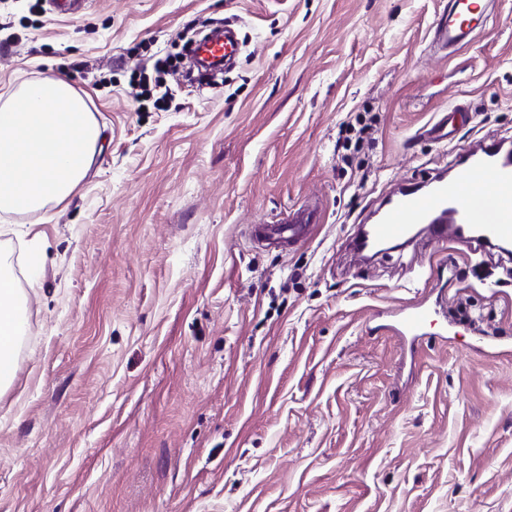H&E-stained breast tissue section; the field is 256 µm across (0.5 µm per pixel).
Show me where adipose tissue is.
<instances>
[{"mask_svg":"<svg viewBox=\"0 0 512 512\" xmlns=\"http://www.w3.org/2000/svg\"><path fill=\"white\" fill-rule=\"evenodd\" d=\"M24 302L7 264H0V391L15 375L16 346L24 332Z\"/></svg>","mask_w":512,"mask_h":512,"instance_id":"1","label":"adipose tissue"}]
</instances>
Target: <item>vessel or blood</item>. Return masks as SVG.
Here are the masks:
<instances>
[{"mask_svg": "<svg viewBox=\"0 0 512 512\" xmlns=\"http://www.w3.org/2000/svg\"><path fill=\"white\" fill-rule=\"evenodd\" d=\"M492 18L491 0H448L434 21L431 46L448 52L470 44ZM238 42L234 28L224 30L220 40L202 42L201 57L235 60ZM459 106L440 113L424 133L437 142H450L456 132L454 116ZM321 217L315 205L289 208L275 224H254L251 240L264 246L297 244L306 239ZM424 225L428 238L438 243H512V148L487 139L478 150L461 158L451 178H437L419 187H406L390 195L377 223L366 226L352 247L367 251L376 242H408L417 225ZM436 311L426 299H418L388 311L390 334L418 340Z\"/></svg>", "mask_w": 512, "mask_h": 512, "instance_id": "b4317fda", "label": "vessel or blood"}]
</instances>
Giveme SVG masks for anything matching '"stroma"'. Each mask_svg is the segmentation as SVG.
<instances>
[{
	"label": "stroma",
	"instance_id": "stroma-1",
	"mask_svg": "<svg viewBox=\"0 0 512 512\" xmlns=\"http://www.w3.org/2000/svg\"><path fill=\"white\" fill-rule=\"evenodd\" d=\"M444 4L0 0V94L62 78L101 130L69 199L0 213L27 321L0 512H512V259L350 247L390 189L512 140V0L447 61L427 49ZM210 18L234 22L235 68L176 84L164 58ZM454 102V143L421 137ZM365 111L373 139L343 158ZM310 196V242L249 241ZM417 297L438 314L412 354L379 312ZM355 123H356V125L359 126V128L356 129V127L353 123L348 122L341 129L340 135L342 137L338 139L337 143L342 145V147L345 148L346 150H347V148L350 147V145L352 143V138L347 136V134L356 133L354 147L359 148V146L361 145L363 140L366 137H368L373 131V127H372L371 123H367L366 119L361 115H357L355 117ZM344 135H346V136L343 137Z\"/></svg>",
	"mask_w": 512,
	"mask_h": 512
}]
</instances>
